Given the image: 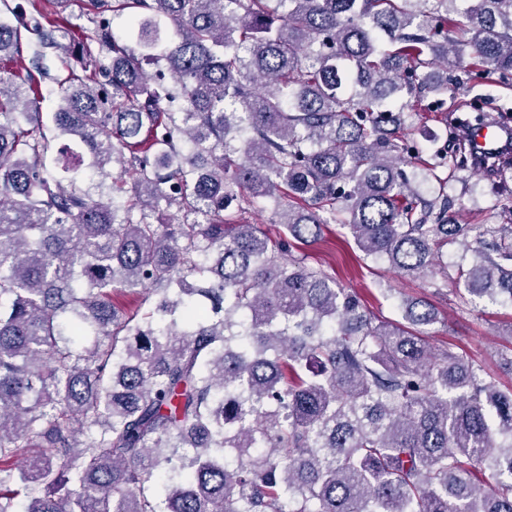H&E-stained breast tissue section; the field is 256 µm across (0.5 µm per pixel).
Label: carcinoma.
Returning a JSON list of instances; mask_svg holds the SVG:
<instances>
[{"label": "carcinoma", "instance_id": "carcinoma-1", "mask_svg": "<svg viewBox=\"0 0 512 512\" xmlns=\"http://www.w3.org/2000/svg\"><path fill=\"white\" fill-rule=\"evenodd\" d=\"M459 2L89 0L67 46L64 9L0 0V56L37 46L26 80L0 75V512H512V388L432 351L431 303L378 321L291 255L338 224L512 305V205L459 224L446 184L415 185L472 165L420 155L416 102L512 83V0ZM49 53L76 152L26 88ZM238 198L271 201L279 237L224 219Z\"/></svg>", "mask_w": 512, "mask_h": 512}]
</instances>
